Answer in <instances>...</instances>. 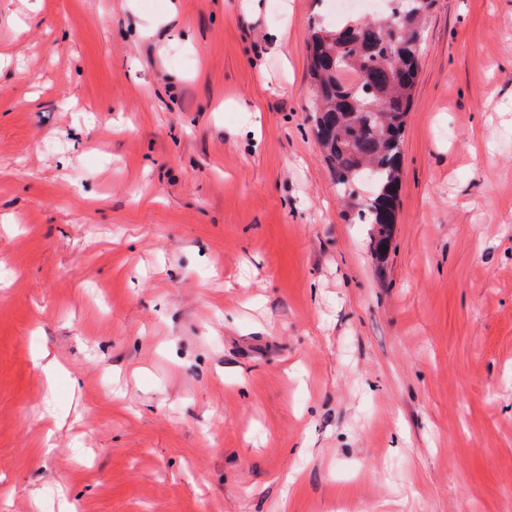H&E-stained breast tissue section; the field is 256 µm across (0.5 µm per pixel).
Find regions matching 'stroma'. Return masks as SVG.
Here are the masks:
<instances>
[{
    "label": "stroma",
    "mask_w": 512,
    "mask_h": 512,
    "mask_svg": "<svg viewBox=\"0 0 512 512\" xmlns=\"http://www.w3.org/2000/svg\"><path fill=\"white\" fill-rule=\"evenodd\" d=\"M324 11L0 0V512H512V0L434 6L381 263Z\"/></svg>",
    "instance_id": "stroma-1"
}]
</instances>
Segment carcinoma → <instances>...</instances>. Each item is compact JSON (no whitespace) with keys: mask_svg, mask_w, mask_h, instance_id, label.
<instances>
[{"mask_svg":"<svg viewBox=\"0 0 512 512\" xmlns=\"http://www.w3.org/2000/svg\"><path fill=\"white\" fill-rule=\"evenodd\" d=\"M435 2L421 0V15L412 19L394 7L371 17L347 16L335 29L318 25L310 34V76L319 100L314 135L341 192L372 172V195L357 219L373 225L376 255L388 247L396 224L401 135L422 52L416 31ZM352 72L358 82L344 81Z\"/></svg>","mask_w":512,"mask_h":512,"instance_id":"carcinoma-1","label":"carcinoma"}]
</instances>
